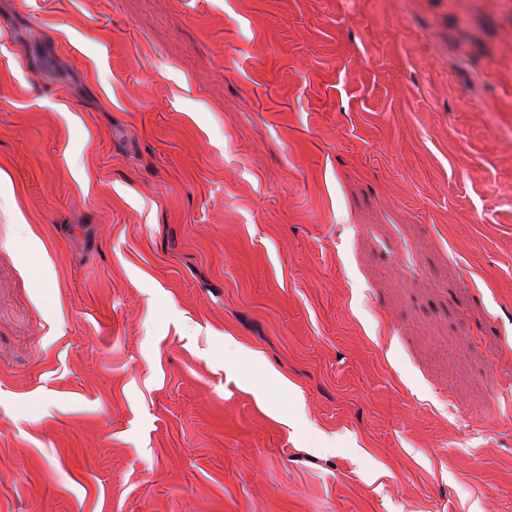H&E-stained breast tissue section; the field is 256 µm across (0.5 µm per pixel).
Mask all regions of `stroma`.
<instances>
[{
    "mask_svg": "<svg viewBox=\"0 0 512 512\" xmlns=\"http://www.w3.org/2000/svg\"><path fill=\"white\" fill-rule=\"evenodd\" d=\"M0 512H512V0H0Z\"/></svg>",
    "mask_w": 512,
    "mask_h": 512,
    "instance_id": "obj_1",
    "label": "stroma"
}]
</instances>
